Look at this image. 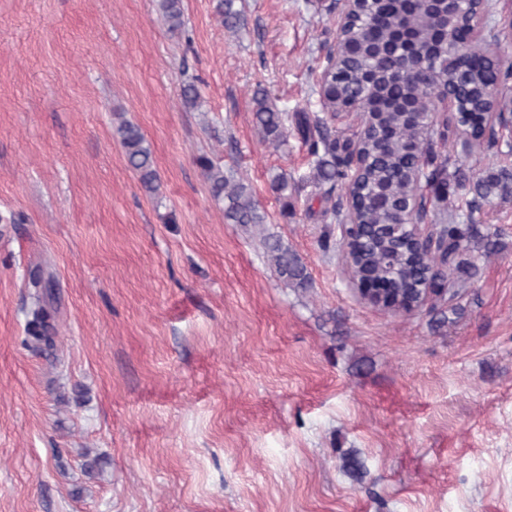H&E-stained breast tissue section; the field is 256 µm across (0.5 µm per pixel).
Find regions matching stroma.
<instances>
[{"mask_svg": "<svg viewBox=\"0 0 512 512\" xmlns=\"http://www.w3.org/2000/svg\"><path fill=\"white\" fill-rule=\"evenodd\" d=\"M329 3L244 0L233 34L217 0H182L176 32L157 0H0V512H512V202L455 299L379 310L296 128L275 148L255 127L260 88L321 112ZM202 156L249 185L311 288L225 223ZM39 267L50 347L26 333ZM125 150L128 164L139 174L143 186L151 192L157 190L158 176L153 168V157L138 126L121 121L116 129Z\"/></svg>", "mask_w": 512, "mask_h": 512, "instance_id": "obj_1", "label": "stroma"}]
</instances>
